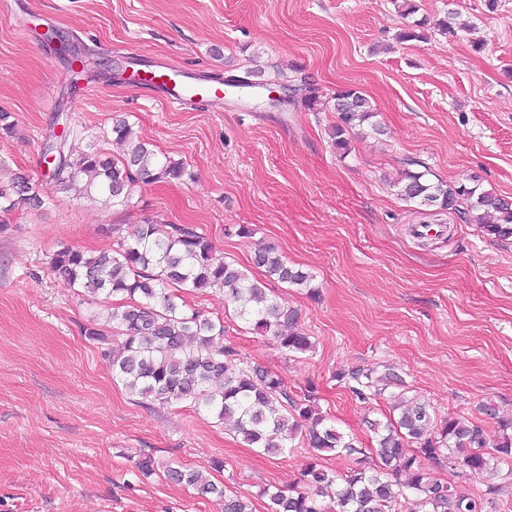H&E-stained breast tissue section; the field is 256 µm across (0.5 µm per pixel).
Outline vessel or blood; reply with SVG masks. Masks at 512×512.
<instances>
[{"label": "vessel or blood", "instance_id": "b4317fda", "mask_svg": "<svg viewBox=\"0 0 512 512\" xmlns=\"http://www.w3.org/2000/svg\"><path fill=\"white\" fill-rule=\"evenodd\" d=\"M131 86L157 93L161 102L177 109L192 100L220 102L227 95L222 82L203 79L191 71L164 65L135 69Z\"/></svg>", "mask_w": 512, "mask_h": 512}]
</instances>
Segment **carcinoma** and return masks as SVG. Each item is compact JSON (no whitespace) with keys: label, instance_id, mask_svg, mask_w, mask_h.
Returning <instances> with one entry per match:
<instances>
[{"label":"carcinoma","instance_id":"carcinoma-1","mask_svg":"<svg viewBox=\"0 0 512 512\" xmlns=\"http://www.w3.org/2000/svg\"><path fill=\"white\" fill-rule=\"evenodd\" d=\"M56 51L87 67V56L71 49L67 41ZM301 107L317 111L324 106L317 88L301 82ZM333 109L338 122L329 129L334 148L348 152L346 134L365 124L381 135L370 101L354 89L336 92ZM63 125V134L50 131L43 155L56 156L51 168L53 187H77L87 196L97 195L106 206H126L138 180H180L187 175L181 162L161 159L153 145L139 139L128 121L112 125L113 141L122 151L113 155L96 143L75 154L70 142L77 130L64 113L52 126ZM410 169L394 187L400 199L426 214L450 211L464 224H475L498 240L512 238V202L481 188L476 176L449 184L432 180L422 161L408 159ZM417 170H411V167ZM23 203L39 207L40 188L24 177L12 184V192L0 188V211ZM254 264L266 276L291 288L306 290L313 297L318 288L312 276L288 263L273 246L258 251ZM53 271L70 286L93 295L118 297L123 304L106 317L92 316L80 333L112 355L113 378L132 395L160 404H177L205 412L233 430L250 448L277 456L303 435L313 450L302 472V487L265 490L271 512H403L410 500L418 512H484L489 495L500 492V480L512 482V438L504 436L490 444L485 429L460 417L437 420L420 397L400 393L383 421L369 423L375 434L378 462L343 477L322 465L330 455L364 454L356 437L339 432L320 411L316 387L298 396L288 390L279 375L258 367L240 366L238 353L224 344V320L210 318L187 308L181 291L227 288L238 318L255 333L268 338L280 350L304 353L313 347L308 337L296 331L298 312L268 296L264 284L245 270L214 257L212 242L187 225L142 224L136 232L116 242V247L97 253L63 247L50 260ZM120 343L112 353V344ZM352 394L366 402L379 397L392 385L404 382L397 374H377L374 369H356L338 375ZM448 463L460 476L482 473L488 485L481 494L461 491L430 476L425 462ZM166 478L185 485L204 497L224 500V512H252L246 501L227 496L224 488L200 471L165 464Z\"/></svg>","mask_w":512,"mask_h":512}]
</instances>
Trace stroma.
Returning a JSON list of instances; mask_svg holds the SVG:
<instances>
[{"label": "stroma", "mask_w": 512, "mask_h": 512, "mask_svg": "<svg viewBox=\"0 0 512 512\" xmlns=\"http://www.w3.org/2000/svg\"><path fill=\"white\" fill-rule=\"evenodd\" d=\"M425 40L398 42L405 20L392 0H13L0 6V187L26 177L50 190L42 208L18 206L0 230V512H224L221 500L142 475L140 456L207 474L227 494L268 512L264 488L296 485L306 444L258 455L207 414L129 394L112 361L80 333L104 305L49 265L65 246L114 247L140 224H185L217 257L261 277L255 253L275 246L313 277L318 298L276 281L271 296L299 312L314 344L280 352L226 312L224 289L185 293L187 306L224 320V340L248 365L308 385L342 433L369 443L366 423L387 400H356L337 373L387 366L438 417L462 416L490 438L512 421V241L452 215L424 221L397 197L407 159L440 179L478 176L512 200V0H416ZM473 23L442 33L447 10ZM90 58L188 66L223 79L267 83L305 77L327 101L360 91L385 136L350 135L340 155L328 137L336 114L266 95L172 109L98 75L71 81L45 49L46 31ZM80 134L73 152L104 136L120 115L188 175L136 182L129 205L106 207L56 192L42 157L58 110ZM254 233L238 236V225ZM223 461L215 469V461Z\"/></svg>", "instance_id": "1"}]
</instances>
